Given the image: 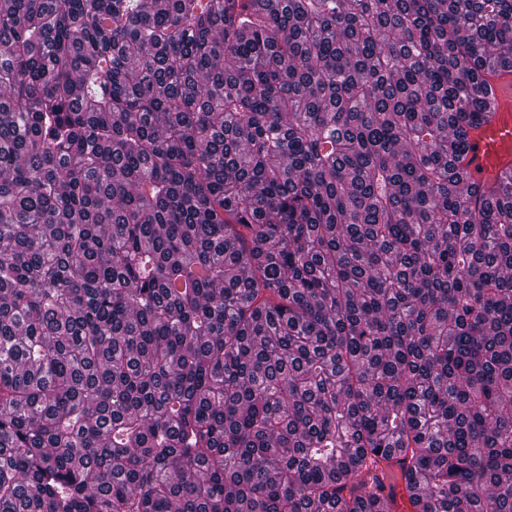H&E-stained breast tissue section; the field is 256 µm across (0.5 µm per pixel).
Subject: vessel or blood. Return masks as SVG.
I'll list each match as a JSON object with an SVG mask.
<instances>
[{
    "mask_svg": "<svg viewBox=\"0 0 512 512\" xmlns=\"http://www.w3.org/2000/svg\"><path fill=\"white\" fill-rule=\"evenodd\" d=\"M489 82L494 96L493 115L471 131L463 159L464 165L486 182L512 165V74L490 76ZM391 493L392 512H415L414 502L419 495L415 485L400 481Z\"/></svg>",
    "mask_w": 512,
    "mask_h": 512,
    "instance_id": "1",
    "label": "vessel or blood"
}]
</instances>
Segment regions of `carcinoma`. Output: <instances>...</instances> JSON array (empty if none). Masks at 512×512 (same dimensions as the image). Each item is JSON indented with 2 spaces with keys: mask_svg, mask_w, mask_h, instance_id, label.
<instances>
[{
  "mask_svg": "<svg viewBox=\"0 0 512 512\" xmlns=\"http://www.w3.org/2000/svg\"><path fill=\"white\" fill-rule=\"evenodd\" d=\"M486 69L512 0H0V512H512ZM392 493V501H390L391 512H415L416 506L414 501L419 496L418 488L414 484L404 481L394 483L392 490L387 488L386 494Z\"/></svg>",
  "mask_w": 512,
  "mask_h": 512,
  "instance_id": "carcinoma-1",
  "label": "carcinoma"
}]
</instances>
